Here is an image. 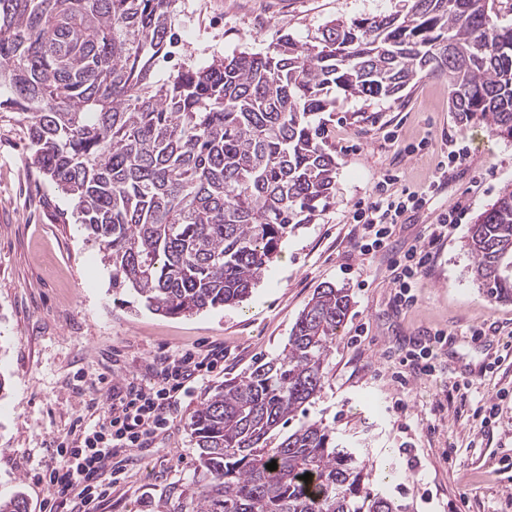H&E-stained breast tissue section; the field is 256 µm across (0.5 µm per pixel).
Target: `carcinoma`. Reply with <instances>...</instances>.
I'll return each mask as SVG.
<instances>
[{"mask_svg": "<svg viewBox=\"0 0 512 512\" xmlns=\"http://www.w3.org/2000/svg\"><path fill=\"white\" fill-rule=\"evenodd\" d=\"M175 2L0 0V108L26 123L32 165L74 201L112 289L157 314L243 302L288 232L314 222L336 158L312 117L336 89L396 101L419 74L437 76L461 123L512 138V25L494 22L490 0H406L403 14L333 20L312 43L283 35L271 53L157 84ZM466 247L478 287L512 301L511 185ZM351 305L348 289L317 288L281 355L200 402L202 479L176 512H405L323 422L280 433L321 391Z\"/></svg>", "mask_w": 512, "mask_h": 512, "instance_id": "1", "label": "carcinoma"}]
</instances>
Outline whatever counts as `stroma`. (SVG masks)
Wrapping results in <instances>:
<instances>
[{
  "instance_id": "35a3bbf8",
  "label": "stroma",
  "mask_w": 512,
  "mask_h": 512,
  "mask_svg": "<svg viewBox=\"0 0 512 512\" xmlns=\"http://www.w3.org/2000/svg\"><path fill=\"white\" fill-rule=\"evenodd\" d=\"M403 9V0H177L178 40L152 79L243 51L267 53L284 34L309 43L334 19ZM319 119L337 164L329 205L288 234L245 301L171 318L134 294H113L110 269L73 217L72 201L30 166L26 126L0 109V500L19 494L27 512H49L38 476L51 465L53 446L76 423H94L113 386L151 383L150 365L160 356L223 348V366L181 396L154 448L137 453L98 509L160 512L200 477L189 429L199 402L253 363L280 355L315 289L332 284L349 290L352 306L308 417L334 428L374 474L389 473L384 488L406 512H512V358L483 373L488 357L470 334L492 326L512 338V303L487 299L465 248L477 215L512 185V139L460 123L445 80L428 76L396 102L337 96L334 111ZM451 142L468 152L467 164L449 168L444 190L427 206L406 212L387 250L360 254L352 220L360 198L390 171L399 172L401 187L421 190ZM411 143L419 150L410 156ZM455 203L461 220L420 278L417 305L398 308L392 255L417 243ZM440 328L456 340L439 349L435 376L400 386L392 377L399 357ZM459 376L470 389L453 388ZM489 400L500 409L485 425L475 409Z\"/></svg>"
}]
</instances>
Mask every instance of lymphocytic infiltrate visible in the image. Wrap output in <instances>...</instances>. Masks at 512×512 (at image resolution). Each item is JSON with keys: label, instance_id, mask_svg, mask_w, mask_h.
<instances>
[{"label": "lymphocytic infiltrate", "instance_id": "obj_1", "mask_svg": "<svg viewBox=\"0 0 512 512\" xmlns=\"http://www.w3.org/2000/svg\"><path fill=\"white\" fill-rule=\"evenodd\" d=\"M464 150H449L421 191H393L397 175L384 174L365 198L356 205L353 221L362 230L361 254L379 252L388 246L396 224L405 212L425 206L441 191L449 164L463 165ZM459 206L446 209L427 237L392 261L393 299L402 308L414 307L418 298L415 287L435 255L437 245L459 220ZM447 340L443 330L399 361L395 378L400 384L410 379L433 376L436 348ZM221 353L204 357L188 354L167 355L155 360L154 378L147 385L128 383L113 388L107 395L97 422L80 429L76 438L59 442L55 448L56 464L48 474L53 492V512H97L98 505L113 485L125 477V464L135 452L151 448L158 433L168 428L178 395L186 384L217 367Z\"/></svg>", "mask_w": 512, "mask_h": 512}]
</instances>
